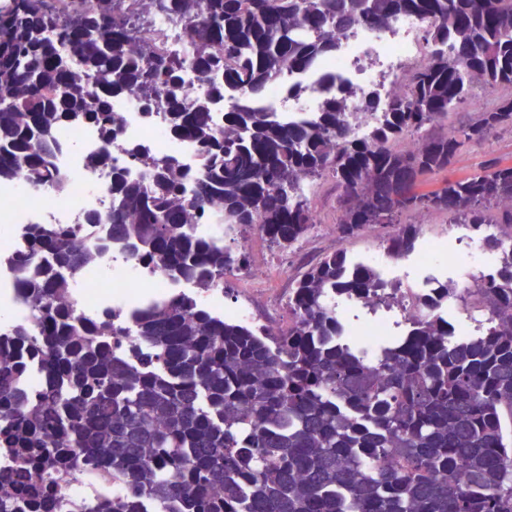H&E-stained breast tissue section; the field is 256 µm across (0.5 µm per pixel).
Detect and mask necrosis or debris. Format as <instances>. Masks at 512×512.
Listing matches in <instances>:
<instances>
[{
    "mask_svg": "<svg viewBox=\"0 0 512 512\" xmlns=\"http://www.w3.org/2000/svg\"><path fill=\"white\" fill-rule=\"evenodd\" d=\"M145 16L147 23L138 33L142 43L160 42L169 53H186L183 21L160 13L151 2L146 6ZM427 54L421 23L416 17H399L385 31L358 26L341 36L336 55L328 64L291 76V83L305 86V94H288L278 84L270 89L263 106L291 121L314 117L327 87L326 80L332 77L351 93V133L359 137L380 117L378 111L362 110V94H375L379 105H386L408 67L425 60ZM112 107L121 117L120 131L112 142H105L97 129L88 124L71 126L61 136L52 163L63 179L62 187L45 184L34 188L22 175L0 182V222L9 227L8 233H0L1 335H10L33 319L22 299L17 274L19 257L30 251L29 225L74 226L83 223L90 212L108 211L112 206L113 168L124 169L134 181L143 174L142 167L130 157L135 146L158 161L178 160L190 174L200 171L196 146L169 135L168 116L163 107L148 109L132 97L115 98ZM103 152L108 155L106 162L90 163V156ZM87 244L93 250L104 249L107 261L105 272L94 276L95 287L80 286L70 299L87 318L112 309L129 316L137 304L184 291L182 284L166 274L131 260L123 242L110 240L108 225H99L89 235ZM439 245V239H427L399 264L382 251L356 257V264L374 266L385 280H394L401 271H415L422 277L420 291L398 293L382 313L371 310L363 299L335 297L337 308L355 314V334L368 352H376L384 339L397 335L412 321L432 317V310L422 306L418 297L435 287L444 268L456 261L455 254L440 252Z\"/></svg>",
    "mask_w": 512,
    "mask_h": 512,
    "instance_id": "necrosis-or-debris-1",
    "label": "necrosis or debris"
}]
</instances>
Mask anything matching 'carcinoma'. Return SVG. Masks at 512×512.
I'll return each instance as SVG.
<instances>
[{"mask_svg":"<svg viewBox=\"0 0 512 512\" xmlns=\"http://www.w3.org/2000/svg\"><path fill=\"white\" fill-rule=\"evenodd\" d=\"M185 22L183 56L142 47L145 23L129 0H0V180L21 173L54 182L55 136L90 122L110 142L121 118L106 98L163 106L176 136L193 142L202 170L189 175L134 151L150 184L113 172L112 237L132 256L206 292L249 259L240 242L193 234L221 220L288 248L317 224L301 186L331 178L342 240L380 224L387 254L416 249L410 214L467 224L497 252L472 288L441 287L475 305V334L441 314L418 320L369 357L330 302L334 293L373 303L400 285L343 250L310 265L288 297V330L267 335L212 315L194 298L160 299L134 316L87 322L64 305L97 263L83 232L29 229L36 266L23 288L32 332L0 336V448L19 467L0 471V512H71L54 491L70 470L93 490L123 482L130 496L90 497L81 512H512V166L483 165L431 192L420 179L446 171L494 130L512 125V0H155ZM418 17L431 47L360 139L348 95L332 94L313 121L285 123L254 107L269 85L332 58L345 31L383 30ZM191 69L207 97L180 90ZM509 91L453 121L471 86ZM239 94L210 121L224 89ZM191 198L183 199L186 184ZM221 213L210 210L213 201ZM41 357L47 387L24 386L26 354ZM386 456L391 470L371 460Z\"/></svg>","mask_w":512,"mask_h":512,"instance_id":"1","label":"carcinoma"}]
</instances>
